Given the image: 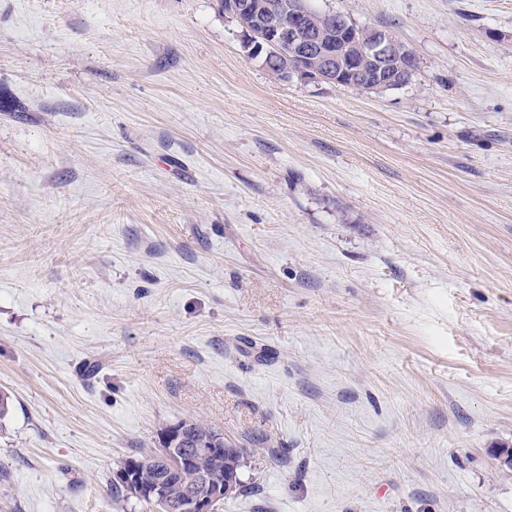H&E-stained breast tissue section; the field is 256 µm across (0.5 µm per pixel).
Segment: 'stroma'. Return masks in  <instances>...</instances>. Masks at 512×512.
<instances>
[{
    "label": "stroma",
    "instance_id": "stroma-1",
    "mask_svg": "<svg viewBox=\"0 0 512 512\" xmlns=\"http://www.w3.org/2000/svg\"><path fill=\"white\" fill-rule=\"evenodd\" d=\"M414 54L282 80L217 0H0V512L117 508L200 418L223 512H512V0H309Z\"/></svg>",
    "mask_w": 512,
    "mask_h": 512
}]
</instances>
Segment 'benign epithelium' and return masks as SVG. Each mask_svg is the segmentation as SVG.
Segmentation results:
<instances>
[{
	"label": "benign epithelium",
	"mask_w": 512,
	"mask_h": 512,
	"mask_svg": "<svg viewBox=\"0 0 512 512\" xmlns=\"http://www.w3.org/2000/svg\"><path fill=\"white\" fill-rule=\"evenodd\" d=\"M224 13L238 18L247 15L262 19L255 27L244 24L242 37L248 53L256 55L269 47L291 48L298 52V64L290 69L289 75H296L303 80L330 82L338 86L344 84L343 76L334 74L327 64L345 56L348 57L350 65L351 83L364 92L375 91L391 83L392 79L387 77V72L397 64L400 65L403 78L409 77L417 68L415 56L402 57L399 41L393 35L372 28L363 40L357 41L350 38L351 26L341 16L334 20L339 30L336 43L325 46L304 37L308 14L287 9L278 0H260L258 3L250 0H227L224 3ZM311 58L317 60V65L313 68L305 64ZM223 444L224 439L217 435L212 441V447L197 448L182 456L179 466L194 467L200 454L218 459L226 451ZM136 469L135 463L122 467L113 473L112 481L124 483L131 494L139 499L148 497L157 504L160 512H219L236 482L234 475H226L224 481L218 482L213 476L202 474L186 492L185 497L176 502L166 496L165 487L162 485H140L135 479Z\"/></svg>",
	"instance_id": "1"
}]
</instances>
